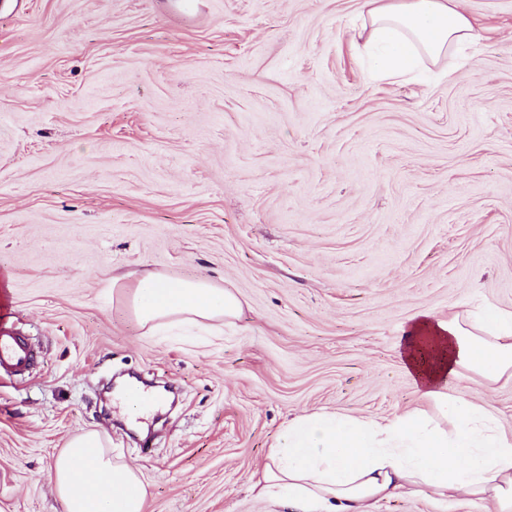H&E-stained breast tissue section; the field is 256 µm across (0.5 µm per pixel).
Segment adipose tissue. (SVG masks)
<instances>
[{
	"mask_svg": "<svg viewBox=\"0 0 512 512\" xmlns=\"http://www.w3.org/2000/svg\"><path fill=\"white\" fill-rule=\"evenodd\" d=\"M365 47L381 80L414 75L477 45L481 36L460 0H364ZM133 313L154 331L178 320L236 317L238 296L203 279L140 276ZM421 396L417 406L377 420L331 411L289 421L251 486L260 499L293 512H375L395 495L459 496L512 512V430L447 379L471 373L487 382L512 378V312L486 308L475 321L419 315L401 351ZM65 512H143L148 486L113 456L96 431L72 437L52 467Z\"/></svg>",
	"mask_w": 512,
	"mask_h": 512,
	"instance_id": "obj_1",
	"label": "adipose tissue"
}]
</instances>
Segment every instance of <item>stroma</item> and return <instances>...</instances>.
<instances>
[{"mask_svg": "<svg viewBox=\"0 0 512 512\" xmlns=\"http://www.w3.org/2000/svg\"><path fill=\"white\" fill-rule=\"evenodd\" d=\"M361 5L0 0V321L37 354L0 376V512H63L53 461L88 429L143 475L144 512H291L250 490L289 420L401 414L414 316L512 312V0H463V69L399 82L365 74ZM147 272L242 312L143 333ZM126 375L172 394L136 430ZM449 385L512 428V379Z\"/></svg>", "mask_w": 512, "mask_h": 512, "instance_id": "35a3bbf8", "label": "stroma"}]
</instances>
